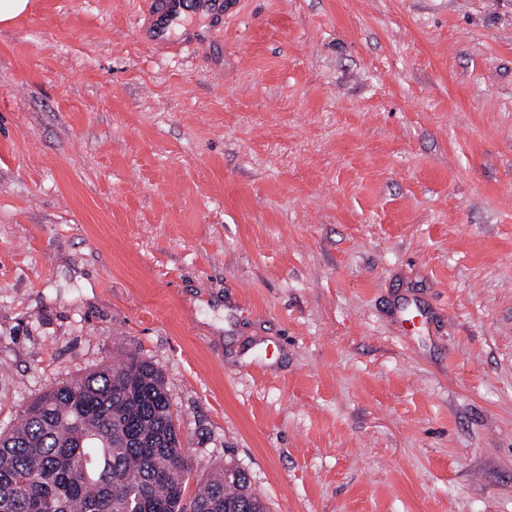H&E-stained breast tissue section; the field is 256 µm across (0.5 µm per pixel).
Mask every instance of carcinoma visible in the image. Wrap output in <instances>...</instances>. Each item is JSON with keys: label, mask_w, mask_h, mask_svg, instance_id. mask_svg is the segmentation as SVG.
<instances>
[{"label": "carcinoma", "mask_w": 512, "mask_h": 512, "mask_svg": "<svg viewBox=\"0 0 512 512\" xmlns=\"http://www.w3.org/2000/svg\"><path fill=\"white\" fill-rule=\"evenodd\" d=\"M162 373L136 355L61 382L0 432V512H267L244 470L193 497Z\"/></svg>", "instance_id": "obj_1"}]
</instances>
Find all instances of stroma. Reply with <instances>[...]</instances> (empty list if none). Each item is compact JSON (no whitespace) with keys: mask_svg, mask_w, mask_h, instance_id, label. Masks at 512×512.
I'll return each instance as SVG.
<instances>
[{"mask_svg":"<svg viewBox=\"0 0 512 512\" xmlns=\"http://www.w3.org/2000/svg\"><path fill=\"white\" fill-rule=\"evenodd\" d=\"M188 22L0 26V430L135 353L188 491L229 461L269 512H512V0Z\"/></svg>","mask_w":512,"mask_h":512,"instance_id":"35a3bbf8","label":"stroma"}]
</instances>
